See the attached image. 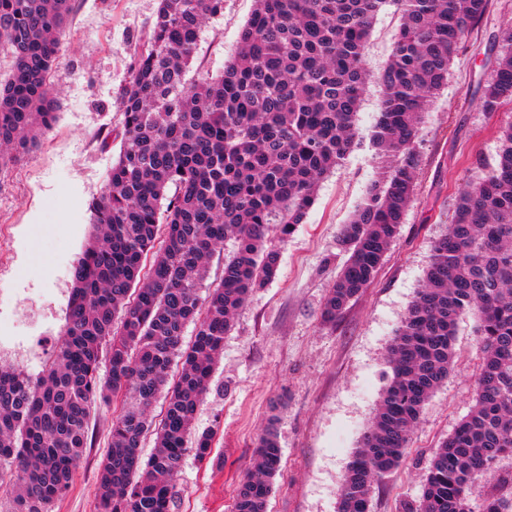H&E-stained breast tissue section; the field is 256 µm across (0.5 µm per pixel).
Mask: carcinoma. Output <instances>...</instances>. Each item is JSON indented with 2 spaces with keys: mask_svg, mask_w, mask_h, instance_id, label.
Instances as JSON below:
<instances>
[{
  "mask_svg": "<svg viewBox=\"0 0 512 512\" xmlns=\"http://www.w3.org/2000/svg\"><path fill=\"white\" fill-rule=\"evenodd\" d=\"M491 0H255L235 55L216 75L186 78L204 21L224 0H159L120 94L122 148L91 202L94 237L73 267L64 339L43 375L0 368V491L17 512L62 495L87 447L92 404L120 395L99 468L96 512H172L184 455L206 462L213 433H192L224 336L252 292L278 272L269 240L305 223L321 179L356 144L369 84L380 87L371 135L391 159L337 244L348 254L321 319L332 323L374 281L417 191L423 114L448 81L460 44ZM393 6L399 25L386 66L371 72L372 25ZM72 0H0V170L34 149L57 120L50 74ZM512 100V27L497 39L485 111ZM227 241L219 279L210 261ZM150 264H145L146 259ZM471 314L482 353L474 403L430 458L420 493L398 512H472L470 488L512 457V125L495 167L460 190L447 231L432 241L423 282L393 334L386 384L346 468L336 512H370L377 482L407 457L411 433L448 382L460 319ZM195 324L194 340L183 329ZM166 393L159 423L152 403ZM272 418L241 476L234 512H267L282 450ZM155 435L146 456L142 441ZM481 512H512V471Z\"/></svg>",
  "mask_w": 512,
  "mask_h": 512,
  "instance_id": "1",
  "label": "carcinoma"
}]
</instances>
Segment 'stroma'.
Here are the masks:
<instances>
[{
    "label": "stroma",
    "instance_id": "35a3bbf8",
    "mask_svg": "<svg viewBox=\"0 0 512 512\" xmlns=\"http://www.w3.org/2000/svg\"><path fill=\"white\" fill-rule=\"evenodd\" d=\"M254 0H224L199 32L198 61L218 73L234 55ZM157 0H74L51 73L58 118L38 146L0 171V366L41 375L63 338L72 269L93 227L89 204L103 189L121 148L119 92ZM399 23L381 11L366 46L372 69L385 66ZM512 26V0H491L456 55L448 84L420 131L417 196L374 283L336 324L320 320L328 289L347 259L337 244L382 170L369 145L378 109L370 86L357 121V145L321 180L304 224L279 243L277 276L252 293L224 338L211 389L194 432L213 431L209 463L184 459L174 512H233L240 474L258 436L275 422L281 470L268 512H336L347 464L385 385L384 357L424 278L430 243L453 214L457 192L493 167L512 101L481 107L496 54L495 35ZM480 351L473 318H463L448 382L426 404L406 462L376 486L371 512H395L418 495L427 462L472 404ZM120 402L91 411L88 443L68 490L43 512H95L98 473Z\"/></svg>",
    "mask_w": 512,
    "mask_h": 512
}]
</instances>
